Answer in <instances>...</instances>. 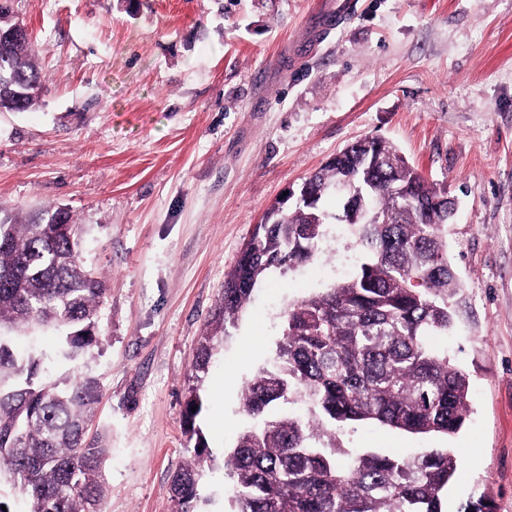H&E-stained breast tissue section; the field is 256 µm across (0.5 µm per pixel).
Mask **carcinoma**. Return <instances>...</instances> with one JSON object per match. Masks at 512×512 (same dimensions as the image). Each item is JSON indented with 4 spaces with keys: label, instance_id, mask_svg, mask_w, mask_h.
<instances>
[{
    "label": "carcinoma",
    "instance_id": "1",
    "mask_svg": "<svg viewBox=\"0 0 512 512\" xmlns=\"http://www.w3.org/2000/svg\"><path fill=\"white\" fill-rule=\"evenodd\" d=\"M35 48L0 44V107L26 86L22 110L39 98ZM349 179L390 224H354L362 262L348 281L284 312L274 362L248 382L242 409L254 425L225 455L235 512H442L441 495L458 466L450 448L419 456L372 451L336 457V433L377 424L410 435L450 436L464 424L469 383L448 359V299L459 284L448 265L447 190L428 183L391 145L366 138L302 182L309 202L279 201L224 282L213 318L238 320L271 269L311 261L326 238L322 200ZM57 210L25 216L0 210V476L19 482L31 512H104L107 449L87 441L100 387L90 376L50 381L44 358L19 357L16 334L66 330L65 356L79 361L98 346L103 280L85 270L81 227L54 224ZM223 337H202L185 401L187 432L204 408L201 383ZM307 403V415L279 411ZM196 411H191V408ZM175 472V512H194L205 444Z\"/></svg>",
    "mask_w": 512,
    "mask_h": 512
}]
</instances>
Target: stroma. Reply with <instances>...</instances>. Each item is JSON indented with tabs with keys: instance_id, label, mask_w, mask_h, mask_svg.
Returning <instances> with one entry per match:
<instances>
[{
	"instance_id": "stroma-1",
	"label": "stroma",
	"mask_w": 512,
	"mask_h": 512,
	"mask_svg": "<svg viewBox=\"0 0 512 512\" xmlns=\"http://www.w3.org/2000/svg\"><path fill=\"white\" fill-rule=\"evenodd\" d=\"M318 43V0H8L38 51L43 93L0 112V208L71 210L105 281L101 344L56 373L95 376L89 428L110 453L106 512H173L196 448L183 408L200 337L264 212L358 140L393 145L457 200L448 357L465 372L461 429L417 437L363 424L336 444L460 466L443 512H512V0H358ZM350 231L271 270L227 325L196 421L208 459L197 512H233L224 455L248 419L288 306L356 270Z\"/></svg>"
}]
</instances>
